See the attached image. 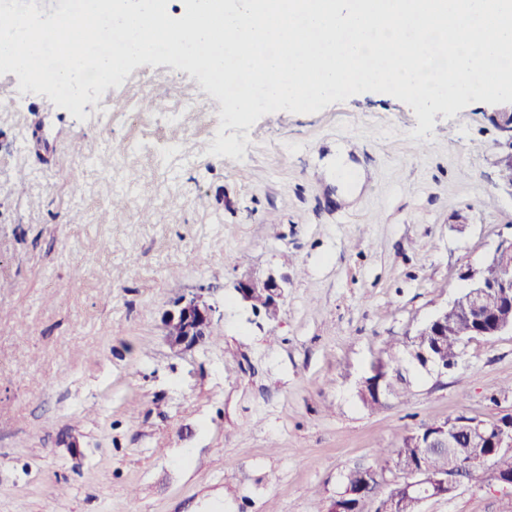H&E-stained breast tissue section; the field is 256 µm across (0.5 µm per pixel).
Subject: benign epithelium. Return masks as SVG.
<instances>
[{"label":"benign epithelium","instance_id":"obj_1","mask_svg":"<svg viewBox=\"0 0 512 512\" xmlns=\"http://www.w3.org/2000/svg\"><path fill=\"white\" fill-rule=\"evenodd\" d=\"M500 130L503 133L504 143L509 152L502 159L501 179L505 185L512 188V113H502ZM490 264L498 270L497 281L488 284L485 281L483 269H476L468 273L466 279L469 286L462 293L463 300H454V303H463L466 311L474 310L483 313V323L472 329L471 336H493L499 333L512 332V239L501 241L494 252ZM288 286V277L284 275L268 274L261 279L244 278L235 284V292L239 298L252 303L256 290H261L266 296L270 308L278 311ZM497 290L502 303L503 311L489 312L484 309L483 296L487 288ZM448 310L436 313L428 322L420 326L415 334L420 335L434 331L436 336L448 334ZM223 318V311L217 300L214 299L211 289L199 288L194 292L179 296L164 316V328L177 326L178 334L166 335L168 346L177 352L186 351L198 345L207 336L215 321ZM418 358L415 363L424 371L440 372L454 367L457 360H449L444 365L437 362L432 354L426 350L416 351ZM376 380L370 382L364 378L358 382L361 396L368 397L367 386L376 385L378 398L382 403L392 399L388 378L391 372L387 368L371 370ZM427 448L455 447L456 440L466 437L480 448H495L499 455L508 457L512 455V414L497 420L484 421L476 417L461 415L440 424H431ZM363 485L356 487L349 483L342 484V490L336 494L330 504L328 512H348L345 502L349 499H361L363 493L370 490L371 480L377 479V474L370 468L362 469ZM395 481L402 483L405 497L391 495L379 504V512H403L407 499L414 497L421 502L431 499H444L451 496L464 480L465 467L451 466L446 472L435 471L423 465L406 469L402 472L391 470Z\"/></svg>","mask_w":512,"mask_h":512}]
</instances>
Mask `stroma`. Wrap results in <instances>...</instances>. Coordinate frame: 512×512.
<instances>
[{
  "instance_id": "obj_1",
  "label": "stroma",
  "mask_w": 512,
  "mask_h": 512,
  "mask_svg": "<svg viewBox=\"0 0 512 512\" xmlns=\"http://www.w3.org/2000/svg\"><path fill=\"white\" fill-rule=\"evenodd\" d=\"M18 83L0 75V512H313L345 470L386 471L379 444L512 413L508 331L406 400L371 409L355 389L512 238L496 106L436 112L417 137L412 107L366 92L225 129L170 64L134 67L83 122ZM146 94L166 111L141 113ZM220 131L238 157L211 155ZM340 143L366 174L349 204ZM107 179L126 207L104 223ZM272 272L289 279L275 320L234 291ZM198 288L224 337L172 351L162 316ZM422 512H512V492L465 484Z\"/></svg>"
}]
</instances>
